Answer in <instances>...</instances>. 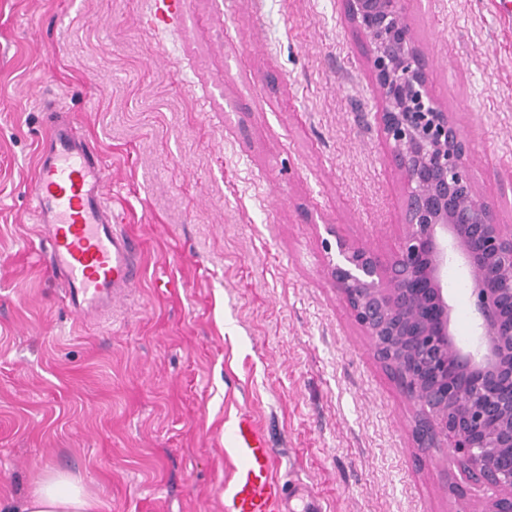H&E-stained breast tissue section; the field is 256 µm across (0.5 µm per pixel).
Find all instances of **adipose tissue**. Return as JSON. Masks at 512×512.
Listing matches in <instances>:
<instances>
[{
	"instance_id": "ef3b65f1",
	"label": "adipose tissue",
	"mask_w": 512,
	"mask_h": 512,
	"mask_svg": "<svg viewBox=\"0 0 512 512\" xmlns=\"http://www.w3.org/2000/svg\"><path fill=\"white\" fill-rule=\"evenodd\" d=\"M98 508L77 480L49 469L36 481L19 512H98Z\"/></svg>"
}]
</instances>
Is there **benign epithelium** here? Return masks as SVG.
<instances>
[{
    "label": "benign epithelium",
    "mask_w": 512,
    "mask_h": 512,
    "mask_svg": "<svg viewBox=\"0 0 512 512\" xmlns=\"http://www.w3.org/2000/svg\"><path fill=\"white\" fill-rule=\"evenodd\" d=\"M365 40L405 184L396 250L385 262L339 237L329 273L377 359L416 408L422 448L444 443L452 466L496 494L485 512H512V225L467 172L469 142L431 94L402 0H342ZM472 280L474 338L458 343L444 271Z\"/></svg>",
    "instance_id": "benign-epithelium-1"
}]
</instances>
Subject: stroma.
Returning <instances> with one entry per match:
<instances>
[{
  "mask_svg": "<svg viewBox=\"0 0 512 512\" xmlns=\"http://www.w3.org/2000/svg\"><path fill=\"white\" fill-rule=\"evenodd\" d=\"M0 0V507L44 470L99 512H224L250 412L325 512H481L492 491L418 447L414 410L328 275L329 234L387 257L404 183L341 0ZM468 173L512 225V23L491 0H403ZM58 99L112 172L137 288L74 315L29 184ZM454 334L471 280L449 265ZM458 482L461 493L450 489Z\"/></svg>",
  "mask_w": 512,
  "mask_h": 512,
  "instance_id": "35a3bbf8",
  "label": "stroma"
}]
</instances>
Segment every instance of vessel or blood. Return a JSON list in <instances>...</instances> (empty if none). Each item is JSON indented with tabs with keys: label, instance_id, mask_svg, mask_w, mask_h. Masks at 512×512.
<instances>
[{
	"label": "vessel or blood",
	"instance_id": "vessel-or-blood-1",
	"mask_svg": "<svg viewBox=\"0 0 512 512\" xmlns=\"http://www.w3.org/2000/svg\"><path fill=\"white\" fill-rule=\"evenodd\" d=\"M112 173L97 147L71 121H51L39 148L31 198L49 244L46 261L72 312L108 316L140 281L136 239L113 223L108 204ZM239 466L224 492V512H323L312 489L282 481L278 458L252 414L240 413L232 432Z\"/></svg>",
	"mask_w": 512,
	"mask_h": 512
}]
</instances>
